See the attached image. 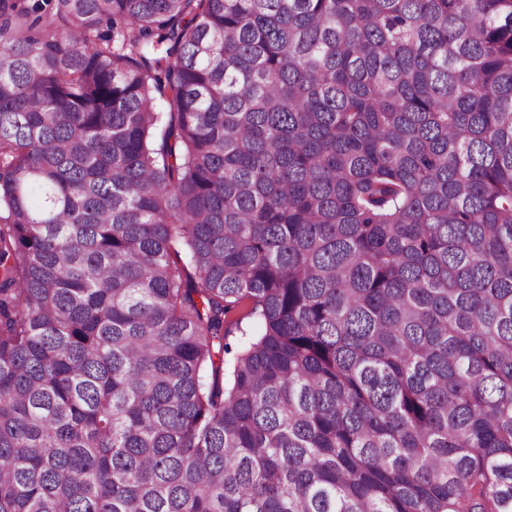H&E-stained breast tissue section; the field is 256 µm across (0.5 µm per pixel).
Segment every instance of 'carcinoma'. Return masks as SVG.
Listing matches in <instances>:
<instances>
[{"label": "carcinoma", "instance_id": "cac0c4a2", "mask_svg": "<svg viewBox=\"0 0 512 512\" xmlns=\"http://www.w3.org/2000/svg\"><path fill=\"white\" fill-rule=\"evenodd\" d=\"M0 512H512V0H0ZM252 310V302L251 300L245 299L243 300L238 307L233 311L232 314L229 315L228 322H229V329L232 333H230L229 340L234 341L237 339V337L241 334V332L238 330V326L244 329H251L254 327L255 318L251 314ZM238 322V326L235 324Z\"/></svg>", "mask_w": 512, "mask_h": 512}]
</instances>
